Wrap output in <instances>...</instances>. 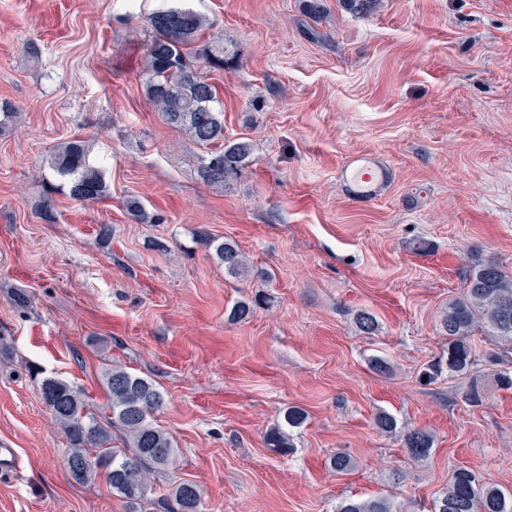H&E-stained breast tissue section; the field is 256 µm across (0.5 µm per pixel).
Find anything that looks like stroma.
<instances>
[{"label": "stroma", "mask_w": 512, "mask_h": 512, "mask_svg": "<svg viewBox=\"0 0 512 512\" xmlns=\"http://www.w3.org/2000/svg\"><path fill=\"white\" fill-rule=\"evenodd\" d=\"M500 3L379 0L362 14L324 0L313 19L304 0H191L236 54L209 74L224 133L254 145L246 171L214 188L203 148L141 86L162 0H0V102L15 112L0 130V444L19 455L0 475V512H127L104 480L70 478L38 392L55 375L99 411L117 365L165 394L156 420L177 454L157 484L195 482L207 512H333L381 495L431 512L458 467L512 490V388L484 361L469 377L429 375L472 262L512 270V12ZM75 139L106 198L73 200L50 169ZM357 153L388 171L366 203L338 179ZM130 197L161 223H137ZM196 229L236 242L250 276L225 273ZM17 288L28 308L11 304ZM257 295L248 319L228 321ZM360 310L376 335L359 332ZM295 408L305 418L291 427ZM381 412L398 434L376 429ZM276 427L289 447L269 446ZM413 427L434 438L420 461L399 437ZM339 452L351 472L330 469Z\"/></svg>", "instance_id": "1"}]
</instances>
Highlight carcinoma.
<instances>
[{
	"label": "carcinoma",
	"mask_w": 512,
	"mask_h": 512,
	"mask_svg": "<svg viewBox=\"0 0 512 512\" xmlns=\"http://www.w3.org/2000/svg\"><path fill=\"white\" fill-rule=\"evenodd\" d=\"M147 23L152 36L147 47L146 95L167 124L207 148L200 176L210 185L222 186L252 163L253 145L248 140L224 138L217 88L189 58L195 55L207 68L222 70L234 53L218 40L197 45L206 20L191 9L161 8L149 15ZM50 167L68 178L73 199L105 196L102 175L88 164L80 141L55 150ZM196 235L225 272L239 277L248 273L246 257L236 244L202 230ZM252 313L250 302L238 300L228 320L240 322ZM355 323L365 335L379 328L376 316L366 310L356 313ZM440 327L448 336V376L468 375L478 365L481 353L472 346L474 336L491 346L486 358L506 361L512 354V272L496 260L476 261L467 288L448 301ZM104 381L110 414L102 418L90 411L81 392L68 381L57 376L39 381L42 403L69 440L70 476L81 484L104 479L112 494L125 500L129 512H204L203 492L196 483L153 485L156 474L172 465L176 455L172 439L155 419L166 405L163 392L150 379L120 366L107 369ZM402 439L415 460L427 458L433 448V436L421 428L405 431ZM334 512L408 510L388 497H375L343 500ZM433 512H512V493L459 467L448 476V486L434 501Z\"/></svg>",
	"instance_id": "1"
}]
</instances>
